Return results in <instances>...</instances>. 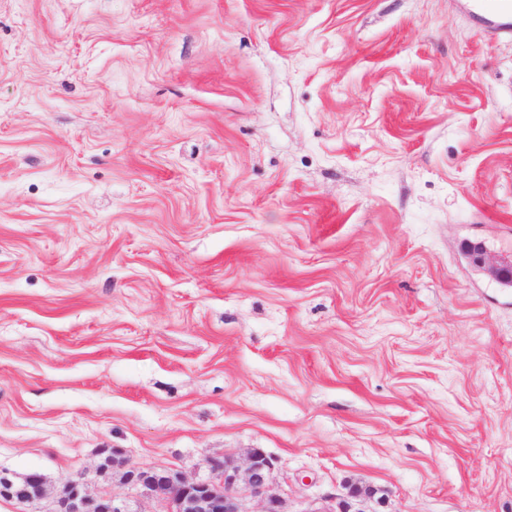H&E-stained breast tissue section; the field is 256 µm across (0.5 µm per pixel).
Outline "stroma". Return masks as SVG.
<instances>
[{
  "instance_id": "stroma-1",
  "label": "stroma",
  "mask_w": 512,
  "mask_h": 512,
  "mask_svg": "<svg viewBox=\"0 0 512 512\" xmlns=\"http://www.w3.org/2000/svg\"><path fill=\"white\" fill-rule=\"evenodd\" d=\"M512 39L465 0H0V469L159 512H512ZM373 488L353 499L349 484ZM274 459L260 448L252 450L239 487L240 469L231 457L212 460L210 474L188 480L177 469H157L128 464L124 482L146 495L155 497L165 507L162 512H255L250 500L263 503L259 512H284L281 498L272 491Z\"/></svg>"
}]
</instances>
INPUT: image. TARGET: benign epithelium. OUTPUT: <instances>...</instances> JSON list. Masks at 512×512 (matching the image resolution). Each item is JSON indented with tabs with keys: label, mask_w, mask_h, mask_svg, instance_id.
<instances>
[{
	"label": "benign epithelium",
	"mask_w": 512,
	"mask_h": 512,
	"mask_svg": "<svg viewBox=\"0 0 512 512\" xmlns=\"http://www.w3.org/2000/svg\"><path fill=\"white\" fill-rule=\"evenodd\" d=\"M465 251L471 263L479 268L488 262L483 243H468ZM495 278L503 284L512 283V258L507 257L491 266ZM274 459L255 448L248 457L245 475H240L234 459L226 456L210 462V474L189 480L177 469H157L130 464L123 475L124 482L146 495L155 497L165 506L163 512H252L248 503H263L261 512H284L281 498L272 491L271 474ZM44 484L25 490L17 480L0 471V498L20 504H33L44 497ZM54 512H132L108 494L92 498L81 477L66 479L56 501Z\"/></svg>",
	"instance_id": "1"
}]
</instances>
